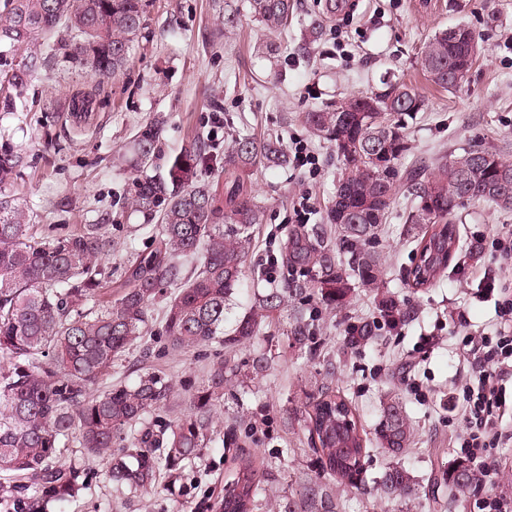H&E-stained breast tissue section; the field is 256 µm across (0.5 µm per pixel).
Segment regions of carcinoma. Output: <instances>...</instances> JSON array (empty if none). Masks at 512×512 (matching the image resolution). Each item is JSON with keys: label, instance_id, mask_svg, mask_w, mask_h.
<instances>
[{"label": "carcinoma", "instance_id": "carcinoma-1", "mask_svg": "<svg viewBox=\"0 0 512 512\" xmlns=\"http://www.w3.org/2000/svg\"><path fill=\"white\" fill-rule=\"evenodd\" d=\"M147 0H9L0 12V42L30 41L36 32H61L49 46L55 56L106 76L127 62L141 30ZM247 9L268 32L288 23L297 0H247ZM476 33L468 26L455 35L434 34L421 52L420 66L435 85L448 84V70ZM392 103L378 101L365 112L362 97L352 96L329 111L308 112L306 125L336 146L341 167L329 227L289 229L282 263L300 270L292 281L258 298L256 309L224 335V307L245 275L252 245L251 229L263 222V208L247 172L259 164H285L288 154L277 136L238 137L224 157L195 137L163 174L146 175L133 184L132 211L145 221H160L155 247L128 261L125 282L112 295V237L99 224H77L61 236L33 232L29 214L0 199V473L4 480L26 482L32 489L29 512L44 502L68 501L79 487L77 463L62 464L64 448L79 458L111 460L112 483L131 493L154 482L162 464L177 469L197 458L214 435V414L224 401L227 374L234 368L214 363L203 385L177 392L148 372L127 386L112 384V370L149 330V306L165 297V333L172 349L189 352L218 342L237 346L256 335L261 323L287 297L312 291L338 307L354 285L377 288L385 257L377 248L381 225L401 179L398 162L408 150L405 118L420 111L421 99L400 83ZM162 120L156 118L137 137V161L151 166ZM219 162L224 183H205L198 169ZM20 156L0 153V186L20 167ZM512 160L496 148L472 147L441 158L433 168L406 174L414 182L416 204L408 223L417 232L406 279L428 288L446 273L458 248L454 217L468 202H486L512 211L501 201L503 173ZM197 262L190 274L184 262ZM291 334L303 345L312 338L310 323L297 312ZM375 335L364 322L350 328L346 348L357 349ZM178 398L181 416L155 430L146 415ZM309 433L329 475L348 479L366 453L351 405L324 390L307 412ZM414 427L399 402L383 409L376 432L379 447L393 457L409 448ZM455 494L479 483L464 466L451 476ZM408 484L406 472L388 468L381 489L397 495ZM260 488L255 460L240 456L224 485L218 512H254Z\"/></svg>", "mask_w": 512, "mask_h": 512}]
</instances>
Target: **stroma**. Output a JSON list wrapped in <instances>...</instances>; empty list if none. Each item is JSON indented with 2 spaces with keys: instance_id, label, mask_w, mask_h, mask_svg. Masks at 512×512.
Masks as SVG:
<instances>
[{
  "instance_id": "stroma-1",
  "label": "stroma",
  "mask_w": 512,
  "mask_h": 512,
  "mask_svg": "<svg viewBox=\"0 0 512 512\" xmlns=\"http://www.w3.org/2000/svg\"><path fill=\"white\" fill-rule=\"evenodd\" d=\"M243 2L224 0L239 10L235 27L224 28L212 0H148L139 44L114 76L46 58L47 34L0 46V150L23 160L19 177L0 194L23 206L40 229L62 234L75 224L104 225L114 245L113 290L124 282L127 259L152 250L158 233L154 225L141 229V216L125 206L138 176L136 137L153 117L164 119L153 174L197 136L218 155L237 134H275L287 149L300 145L311 152L315 168L262 165L250 174L264 221L253 229L248 268L225 305L228 336L251 313L258 294L291 279L279 257L298 222L293 205L299 194L311 198L308 226L327 221L336 152L310 132L305 113L401 80L423 99L406 126L411 149L401 170L434 164L474 144L512 152V0H354L337 16L327 13L326 0H299L287 28L274 34ZM461 24L479 35L480 52L464 84L446 91L426 79L419 58L435 32ZM18 69L27 70L26 84L8 86ZM82 93L92 95L94 105L78 116L73 101ZM412 193V186L398 187L382 225L387 274L379 292L354 288L336 309L312 296L289 299L249 342L234 348L214 342L188 353L168 343L163 301L151 304L150 336L113 370L112 380L132 384L153 372L176 389L194 388L213 362L232 360L238 374L224 386L212 442L181 471L160 470L149 493L137 496L112 484L107 462L82 460L77 496L49 502L44 512H209L243 454L261 464L257 512L304 504L315 483L332 490L334 512H433L436 498L440 512H470V499L449 496L448 473L458 465L449 436L460 426L452 401L461 397L471 372L463 358L470 334L494 333L499 291L512 290V260L493 244L512 226V211L485 202L460 207L458 255L434 287L414 289L406 283L415 246L407 221ZM486 279L494 280V290L483 288ZM380 292L399 302L405 318L381 326L377 339L360 351L345 350L350 326L379 320ZM298 308L312 326L305 346L291 336ZM261 355L268 367L257 374L252 363ZM325 385L351 403L370 436L384 402L398 397L415 428L411 447L392 459L369 443L357 478L333 479L305 423L307 406ZM393 465L411 480L405 496L389 497L380 489Z\"/></svg>"
}]
</instances>
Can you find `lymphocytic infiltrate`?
I'll list each match as a JSON object with an SVG mask.
<instances>
[{
  "label": "lymphocytic infiltrate",
  "instance_id": "1",
  "mask_svg": "<svg viewBox=\"0 0 512 512\" xmlns=\"http://www.w3.org/2000/svg\"><path fill=\"white\" fill-rule=\"evenodd\" d=\"M499 325L493 335L471 337L472 372L464 386L462 428L455 436L461 459L487 483L486 493L475 494L478 512H512V494L491 490L499 467L498 450L512 442L504 427L506 385L512 381V293L498 300Z\"/></svg>",
  "mask_w": 512,
  "mask_h": 512
}]
</instances>
